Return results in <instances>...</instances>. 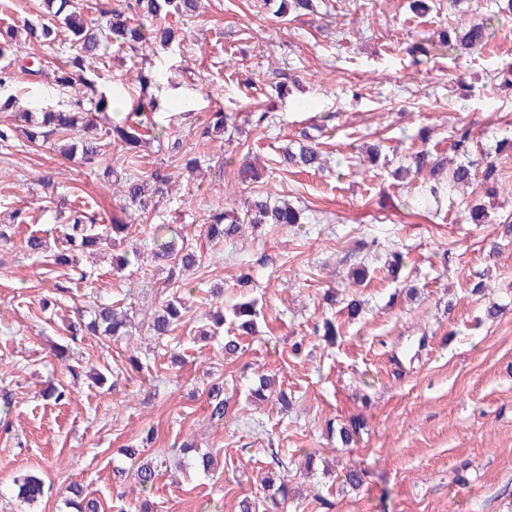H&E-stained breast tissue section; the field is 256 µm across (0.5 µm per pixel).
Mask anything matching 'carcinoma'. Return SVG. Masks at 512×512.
<instances>
[{
  "instance_id": "cac0c4a2",
  "label": "carcinoma",
  "mask_w": 512,
  "mask_h": 512,
  "mask_svg": "<svg viewBox=\"0 0 512 512\" xmlns=\"http://www.w3.org/2000/svg\"><path fill=\"white\" fill-rule=\"evenodd\" d=\"M51 19L47 22L30 23L24 26L26 39L17 38L19 26L15 23H0V57L7 64L0 67V146L8 147L25 138L29 143L39 141L50 143V147L59 148V152L71 159H77L83 165L91 166L105 155L106 148L120 147L124 155L132 158L142 146L146 133L154 124L146 125L142 121L133 122L126 116L120 120L109 116L119 112L112 98L106 95L104 85L107 78L89 69L87 59L100 58L112 54V47L129 49L136 53L159 41L165 46L173 42L174 32L169 27H159L154 21L165 19L171 14L194 16L200 7V0H129L127 9L135 13L130 18L121 10H112V20L102 26L94 17L104 12L91 0H43ZM492 23L485 21L472 24L460 37L459 44L467 48L491 38ZM36 41L43 46L53 47L55 43H67L68 51L61 67V76L57 82L62 88L73 91L75 100L73 109L55 110L50 105H42L36 112H23L21 117L25 125L15 124L9 115L13 105V95L9 94L17 83L20 74L30 76L40 74V70L25 65L30 53L26 51V41ZM135 110L139 113L157 114L166 110L162 98L154 94H143ZM234 122L228 112H213L208 121L199 127L198 137L210 140L222 135L228 123ZM289 164L305 170L320 167V151L312 146H302L299 152L285 157ZM416 172L427 170L420 186L415 204L427 206L438 200L441 194L458 184L469 183L476 178L470 166L459 163L448 170L443 160L431 162L418 155L415 157ZM124 190L125 207L141 216L155 209L167 190L168 175L156 169L140 178L129 176ZM303 209L287 201L273 202L268 198L256 197L248 202L246 212L239 214L235 210H216L209 215L208 222L201 225L205 239L210 243H219L234 237L239 225L246 221L253 223L288 225L303 223ZM102 217L86 207L84 203L73 204L67 211L66 222L60 225L63 239L72 250L91 249L101 241L108 239V233L122 234L127 228L123 221L114 219L112 224L99 229L97 224ZM156 259L172 260L175 266L188 270L202 261L197 251L185 245H177L166 240L164 227L156 225L154 230ZM231 324L238 335L255 333L257 310L252 302H243L233 306ZM183 319L181 301L171 296L161 306V311L152 318L151 331L155 336H167L176 329ZM131 321L118 318L112 306L100 304L95 307L90 321L78 318L70 322L68 332L76 338L92 334L94 336H112L120 338L131 335ZM210 418L219 423L224 421L227 402L224 389L219 385L211 386L209 393ZM276 465L279 474L269 476L265 489L269 491L271 506L278 507L288 500V463L278 459ZM159 470L151 463L138 465L133 473L134 480L142 490L148 491L154 485ZM16 499L25 504L36 502L43 497L45 481L39 472H28L14 480ZM65 505L75 512H100L99 501L89 496L83 485L73 482L66 489Z\"/></svg>"
}]
</instances>
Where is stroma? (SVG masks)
<instances>
[{
  "instance_id": "obj_1",
  "label": "stroma",
  "mask_w": 512,
  "mask_h": 512,
  "mask_svg": "<svg viewBox=\"0 0 512 512\" xmlns=\"http://www.w3.org/2000/svg\"><path fill=\"white\" fill-rule=\"evenodd\" d=\"M426 3L313 0L312 9L281 18L278 0H204L199 16L173 21L171 48L153 44L143 60L117 51L91 60L109 70L105 90L125 115L141 94L128 70L152 63L151 91L169 103L157 121L185 152L143 148L134 173L168 171V194L148 217L132 219L125 238L79 253L88 277L67 291L47 272L65 245L55 213L37 205L38 178L51 172L59 198L86 202L108 220L124 188L104 169H120L121 152L89 168L45 147H0V225L11 237L0 243V402L10 403L0 423V512H65L73 481L102 512L144 499L153 512H237L241 498L262 497L275 455L288 464L287 512H512V149L502 146L512 141L503 73L512 63V13L498 12L496 0ZM487 17L488 43L415 63L416 44ZM63 58L47 52L17 110L36 98L69 107V93L53 81ZM219 109L235 114V125L197 141L194 127ZM462 127L469 160L480 171L494 166V185L479 178L416 206L422 178L404 167L418 154L451 155ZM311 141L322 169L283 165L285 150ZM190 154L202 160L192 174L184 169ZM245 163L259 181L241 180ZM258 195L304 208L306 223L246 224L226 242H205L210 210L242 211ZM473 206L484 210L481 223L470 221ZM17 209L32 223H11ZM158 224L202 253L200 266L180 274L187 310L164 338L148 330L168 294V264L149 258ZM33 233L47 240L46 253L27 252ZM136 251L147 263L122 265ZM396 253L402 266L394 272ZM362 264L368 279L353 284L349 273ZM243 274L252 287L239 288ZM217 287L225 305L258 302V331L239 337L231 357L226 329L213 327L218 304L209 291ZM95 294L136 324L130 340L70 338L69 321L90 315ZM353 300L360 313L351 318ZM493 304L498 314L487 316ZM326 320L339 329L332 344L317 331ZM133 353L141 372L127 363ZM78 364L86 374L75 381L68 369ZM98 370L117 374V386L97 383ZM264 375L275 377L287 406L250 397ZM216 382L229 400L219 425L206 404ZM60 385L67 404L44 398ZM351 419L361 424L355 441L329 436ZM185 442L213 456L214 475L177 469ZM131 444L166 465L151 492L113 479V468L129 467L120 450ZM308 452L319 462L304 476ZM349 468L363 472L360 488L344 485ZM33 470L46 490L27 505L12 489Z\"/></svg>"
}]
</instances>
